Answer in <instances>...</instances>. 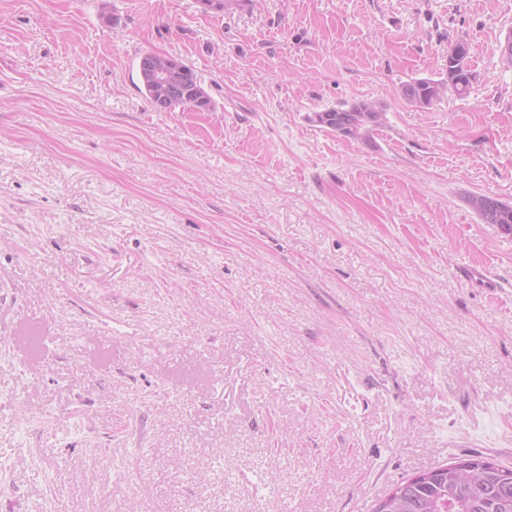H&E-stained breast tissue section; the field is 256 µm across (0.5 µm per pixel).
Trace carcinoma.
Wrapping results in <instances>:
<instances>
[{
    "mask_svg": "<svg viewBox=\"0 0 512 512\" xmlns=\"http://www.w3.org/2000/svg\"><path fill=\"white\" fill-rule=\"evenodd\" d=\"M466 59L465 55L448 56V83L419 79L406 84L403 91H412L422 105L430 104L449 88L465 94L471 77ZM177 69L178 81L166 93L148 80L143 81L141 93L163 111L213 110V102L196 72L180 60ZM384 120L383 107L375 102L343 103L314 115V121L327 130L361 141L369 140ZM482 199L483 207H471L479 220L511 234L512 204L486 195ZM373 512H512V467L488 457H460L396 484L389 498L375 503Z\"/></svg>",
    "mask_w": 512,
    "mask_h": 512,
    "instance_id": "carcinoma-1",
    "label": "carcinoma"
}]
</instances>
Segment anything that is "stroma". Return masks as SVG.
Listing matches in <instances>:
<instances>
[{
    "instance_id": "obj_1",
    "label": "stroma",
    "mask_w": 512,
    "mask_h": 512,
    "mask_svg": "<svg viewBox=\"0 0 512 512\" xmlns=\"http://www.w3.org/2000/svg\"><path fill=\"white\" fill-rule=\"evenodd\" d=\"M511 33L512 0H0V512H371L512 466V234L465 202L512 203ZM459 41L468 94L409 102ZM148 53L213 110L155 108ZM358 101L371 141L313 120Z\"/></svg>"
}]
</instances>
